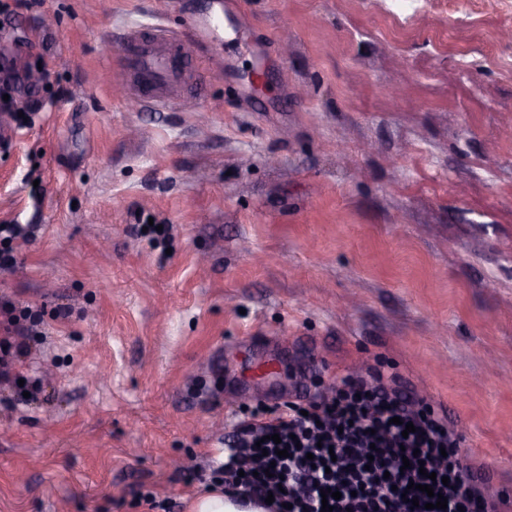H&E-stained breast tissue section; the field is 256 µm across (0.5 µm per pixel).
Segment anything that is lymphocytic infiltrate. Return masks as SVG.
Masks as SVG:
<instances>
[{"instance_id": "obj_1", "label": "lymphocytic infiltrate", "mask_w": 512, "mask_h": 512, "mask_svg": "<svg viewBox=\"0 0 512 512\" xmlns=\"http://www.w3.org/2000/svg\"><path fill=\"white\" fill-rule=\"evenodd\" d=\"M408 422L415 433L404 434ZM225 445V492L272 498L274 512H321L327 488L341 494L333 512H426L421 487L432 472L445 512H498L433 409L350 373L329 393L255 408ZM279 447L287 456L276 457Z\"/></svg>"}]
</instances>
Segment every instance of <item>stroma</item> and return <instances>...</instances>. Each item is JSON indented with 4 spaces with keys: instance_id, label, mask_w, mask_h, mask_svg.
Listing matches in <instances>:
<instances>
[{
    "instance_id": "obj_1",
    "label": "stroma",
    "mask_w": 512,
    "mask_h": 512,
    "mask_svg": "<svg viewBox=\"0 0 512 512\" xmlns=\"http://www.w3.org/2000/svg\"><path fill=\"white\" fill-rule=\"evenodd\" d=\"M213 2L0 0V512H187L243 408L346 372L427 402L512 510V0H240L258 53L130 102L119 33ZM13 320L7 319V323L3 326L4 336H0V377L7 378L10 374V363L7 357L19 359L27 354V349L22 343L12 341L10 336L13 329ZM6 346V349H3Z\"/></svg>"
}]
</instances>
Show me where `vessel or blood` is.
I'll list each match as a JSON object with an SVG mask.
<instances>
[{"label":"vessel or blood","instance_id":"1","mask_svg":"<svg viewBox=\"0 0 512 512\" xmlns=\"http://www.w3.org/2000/svg\"><path fill=\"white\" fill-rule=\"evenodd\" d=\"M225 36L224 12L220 9L183 14L176 30L159 26L128 31L117 43L128 89L142 103L156 107L191 104V77L180 65L183 48L189 42L205 47Z\"/></svg>","mask_w":512,"mask_h":512}]
</instances>
